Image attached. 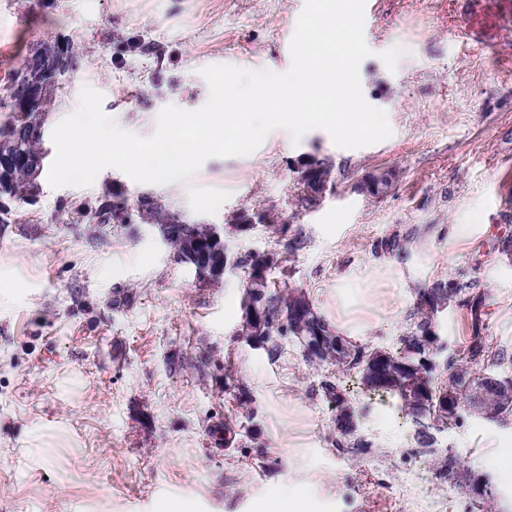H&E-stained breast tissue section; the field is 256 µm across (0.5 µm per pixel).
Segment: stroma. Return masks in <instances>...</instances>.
<instances>
[{"label": "stroma", "mask_w": 512, "mask_h": 512, "mask_svg": "<svg viewBox=\"0 0 512 512\" xmlns=\"http://www.w3.org/2000/svg\"><path fill=\"white\" fill-rule=\"evenodd\" d=\"M304 0H0V87L33 46L72 51L73 69L45 115L43 148L88 86L127 131L153 134L168 105L202 107L199 71L215 58L286 71L284 38ZM480 30L479 51L467 49ZM359 69L366 100L386 111L391 138L337 148L322 130L293 144L272 131L248 157L211 158L190 182L133 181L115 168L86 188H51L15 202L0 224V512H260L303 499L307 512H416L418 479L448 512H512V422L469 413L437 430V450L485 476L484 499L439 479L397 397L347 380L363 447L337 446L322 384L333 368L308 362L291 337L270 356L241 336L244 272L197 279L135 220L97 228L76 211L113 191L128 206L151 197L172 215L225 226L229 256L285 253L268 274L306 293L341 336L395 348L413 327L415 290L464 278L484 299L435 315L449 350L473 332L512 350V0H373ZM403 51L396 72L379 52ZM334 182L312 205L294 189L307 163ZM394 179L375 198L366 174ZM220 206H210L212 198ZM275 212L284 224L260 223ZM399 235L408 255L373 250ZM299 250L286 252L294 238ZM134 299L116 306L123 291ZM232 418L242 434L220 446L211 426Z\"/></svg>", "instance_id": "obj_1"}]
</instances>
